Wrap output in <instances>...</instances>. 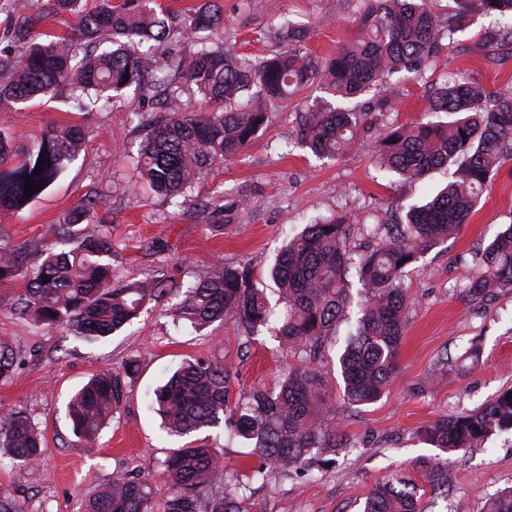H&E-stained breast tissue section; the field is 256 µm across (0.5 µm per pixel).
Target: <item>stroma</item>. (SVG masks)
<instances>
[{
	"label": "stroma",
	"instance_id": "35a3bbf8",
	"mask_svg": "<svg viewBox=\"0 0 512 512\" xmlns=\"http://www.w3.org/2000/svg\"><path fill=\"white\" fill-rule=\"evenodd\" d=\"M224 16L220 39L251 57L279 50L269 31L274 17L308 23L301 51L326 57L356 35L357 0H212ZM38 30L71 35L72 15H55L50 0H0V48L4 30L28 18ZM491 17L471 16L436 64L415 80H397L394 111L369 116L361 143L335 160L318 159L296 146L297 107L319 97L318 85L301 92L295 103L271 112L244 158L225 163L195 187L190 206L167 203L139 182L133 159L155 115L147 108L156 90H126L106 105L78 108L67 95L35 100L15 112H0V129L17 145L42 131L78 125L87 142L58 180L22 209L0 216V243L23 255L58 244L56 225L67 223L85 197H100L93 221L75 225L78 233L98 231L112 238V273L186 283L204 276L218 262H250L255 279L272 288L268 268L288 235L315 216L341 217L350 224V247L375 246L363 225L391 224L400 210L421 200L424 186H410L381 170L371 157L384 128L421 119L436 84L462 74L488 92H512V45L490 47ZM245 199L237 223L208 225L203 209L209 199ZM512 223V159L502 161L484 189L476 213L456 235L407 267L403 281L405 333L397 368L375 403L347 408L334 353L313 366L327 379L336 398V421L353 442L335 466L314 476L251 482L250 512H362L367 495L384 477L401 473L421 493L423 512H482L487 496L512 486V431L448 460V497L434 499L417 461L434 448L419 441L422 425L442 415L472 410L512 386V290L489 293L481 302L462 297L460 288L473 273L465 257L482 249ZM23 278L0 281V344L17 357L14 377L0 380V415L23 408L44 435L38 471L10 456L0 457V494L11 497L18 512H82L83 505L119 473L148 476L155 512H164L171 481L162 463L170 449L185 445L167 435L145 397L183 362H216L231 370L229 400L238 403L257 386L276 388L295 365L293 353L279 348L270 330L255 341L231 322L204 329L175 322L169 294L146 305L140 317L113 336L86 342L19 316L15 301ZM135 362L126 399L102 430L94 449L84 448L67 415L74 393L100 371ZM223 455L229 470L250 475L258 467L247 440L228 427L204 432Z\"/></svg>",
	"mask_w": 512,
	"mask_h": 512
}]
</instances>
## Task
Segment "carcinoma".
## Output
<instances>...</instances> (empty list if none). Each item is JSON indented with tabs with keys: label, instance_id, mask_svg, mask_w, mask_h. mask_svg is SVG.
<instances>
[{
	"label": "carcinoma",
	"instance_id": "carcinoma-1",
	"mask_svg": "<svg viewBox=\"0 0 512 512\" xmlns=\"http://www.w3.org/2000/svg\"><path fill=\"white\" fill-rule=\"evenodd\" d=\"M456 9L435 13L430 0H362L358 36L332 56L300 53L294 44L306 38L305 24L277 25L275 38L288 43L271 57L250 58L224 44L214 47L199 37L223 27L221 13L201 7L172 21L147 7L144 0H100L80 14L76 35L85 44L77 57L66 38H50L33 26L6 32L15 46L0 48V105H18L71 89L78 98L111 99V93L138 88L160 67L163 97L189 91L210 105L204 112H165L153 122L141 147L137 168L154 193L171 203L186 197L194 185L224 163L245 154L267 124V105L284 103L313 81L339 101L329 108L300 113L298 137L320 158H335L357 146L368 113L347 102L369 88L374 108L391 112L396 93L391 77H418L441 48V39L461 30V20L484 13L502 21L499 35L512 40V0H454ZM193 38L200 48L172 55L163 62L142 50L149 42ZM128 78H123V75ZM429 111L446 112L448 122L419 121L389 127L372 149L373 160L400 180L418 184L431 172L454 168L452 180L422 205L412 206L404 223L385 229L382 244L350 252V225L333 217L313 219L288 239L270 269L279 289L276 305L258 288L248 262L218 265L209 276L187 287L170 278L116 280L112 275V239L98 232L78 236L68 248L39 252L34 264L0 244V281L22 277L25 289L16 310L40 325L55 326L87 341L111 335L132 323L146 303L166 291L181 294L173 306L177 320L194 328L230 321L244 328L251 341L274 318L279 345L294 353L278 390L255 388L246 402L229 404L231 372L218 364L186 361L149 395V410L158 413L170 433L190 436L225 424L252 444L260 464L251 480L283 478L297 470L319 471L333 463L337 449L348 447L336 425L335 403L322 374L307 365L329 338L343 335L338 358L343 394L350 407L376 402L397 367L403 341L402 277L420 254L448 240L477 211L484 188L500 163L512 158V94H491L456 76L436 88ZM85 140L78 126L50 128L30 146L17 149L0 131V210L17 209L43 194L25 197L27 182L49 188L65 162ZM45 157L42 172L35 168ZM98 202L87 199L70 213L68 226L94 218ZM240 204L218 200L209 206L213 225L234 220ZM476 274L464 285L470 300L494 288L512 289V224L474 255ZM13 350L0 344V379L14 376ZM130 362L119 372L107 370L74 396L69 406L73 431L93 448L108 419L126 398ZM512 429V387L485 406L445 415L424 426L420 435L438 450L419 459L434 494L448 495L447 453L467 452L504 429ZM42 435L31 416L15 409L0 417V451L27 466L42 457ZM172 494L165 512H248L246 484L221 464V455L205 443L191 441L162 462ZM153 490L139 474H119L85 504L83 512H154ZM416 485L391 475L368 495L363 512H419ZM484 512H512V489L490 497Z\"/></svg>",
	"mask_w": 512,
	"mask_h": 512
}]
</instances>
